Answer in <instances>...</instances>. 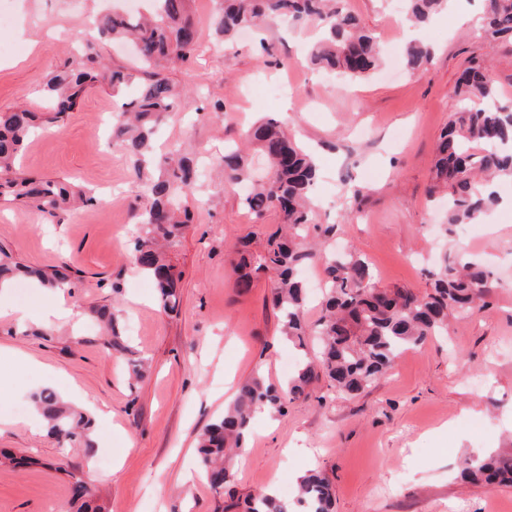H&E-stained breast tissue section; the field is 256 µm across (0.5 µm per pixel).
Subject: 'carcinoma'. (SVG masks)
<instances>
[{
	"label": "carcinoma",
	"mask_w": 512,
	"mask_h": 512,
	"mask_svg": "<svg viewBox=\"0 0 512 512\" xmlns=\"http://www.w3.org/2000/svg\"><path fill=\"white\" fill-rule=\"evenodd\" d=\"M155 16L114 11L95 21L96 41L86 42L79 61L65 60L45 81L46 111L0 112V198L30 208L53 220L59 214L93 201L88 189H74L58 179L31 178L17 172L20 154L38 123L54 124L73 111L86 92L97 84L115 96L140 82L135 96L125 99L112 118V138L134 158V169L147 203L136 210L131 261L153 280L161 312L179 307L178 276L167 263L162 248L177 244L189 222L188 207L175 200L194 191L195 159L174 149L157 159L154 142L172 111L177 93L167 76L169 69L188 62L199 33L191 0H153ZM411 20L423 26L448 8V0H407ZM482 29L486 36L512 45V0H484ZM314 21L322 39L309 50V63L316 69L351 83L367 77L379 64L383 49L378 38L365 30L357 17L332 0H221L213 18L220 44L239 32L258 28L276 18ZM126 41L137 47L134 61L125 65L105 62L102 47ZM431 59L428 44L414 40L406 47L403 64L415 71ZM464 101L440 136L433 164L431 195H448L445 232L457 224H471L495 207L499 199L478 180L491 183L512 180V105L498 100L495 83L479 62H473L456 85ZM250 139L266 159L267 172L255 178L249 155L236 145L224 147L221 164L224 182L249 185L242 192L243 206L260 217L276 209L280 228L267 238L256 269L274 279L271 303L280 315V335L296 348L306 347L308 336L319 342L318 363L301 359L288 382L275 386L254 377L240 387L224 413L205 426L197 444L198 463L215 491L224 488L233 473L228 454L241 447L253 414L262 408L283 416L288 404L308 396V387L327 378L341 393L356 396L380 376L393 369L407 349L424 344L432 336L448 332V315L467 312L489 296L491 272L458 252L442 258L431 273L432 292L421 295L410 288H381L372 266L356 253L325 262V294L322 315L315 327L304 319L305 289L299 271L316 258L313 248L299 237L316 232L319 240L333 234L335 225L316 222L310 193L317 178L311 154L282 129L275 118L260 120ZM18 277L37 281L50 289H72L74 280L67 265L50 272L32 270L0 251V283ZM90 314L109 330L105 348L109 355L131 353L116 312L92 308ZM35 409L47 421L48 434L67 447L94 455L92 419L65 402L50 388L30 395ZM466 479L488 486L512 483V450L482 458L468 457L461 463ZM71 512H98L92 505V490L71 474ZM297 503L305 512H331L330 482L316 471L301 478ZM294 504L274 494H261L247 502L245 512H292Z\"/></svg>",
	"instance_id": "1"
}]
</instances>
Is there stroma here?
<instances>
[{"label": "stroma", "mask_w": 512, "mask_h": 512, "mask_svg": "<svg viewBox=\"0 0 512 512\" xmlns=\"http://www.w3.org/2000/svg\"><path fill=\"white\" fill-rule=\"evenodd\" d=\"M108 6L10 0L11 35L25 49L0 59V110L40 107L42 78L68 57L84 19ZM346 6L381 38L387 60L403 55L396 42L406 22L391 0ZM218 7L219 0L192 2L200 42L192 63L170 74L185 91L163 141L190 143L215 159L254 120L277 118L319 159L316 215L336 227L323 253L360 252L379 286L424 293L441 253L463 242L496 274L490 298L453 320L447 336L404 351L363 393L343 395L322 381L287 415L254 417L246 464L230 492L213 490L196 464L199 433L251 377L275 385L288 377L292 348L279 340L272 282L261 271L249 293H238L232 265L240 246L263 252L279 216L248 213L234 187L203 172L188 202L193 221L169 252L181 275L180 308L160 313L152 282L129 260L131 217L142 200L132 158L110 145L120 100L90 91L63 122L30 138L19 166L93 190L95 202L53 221L0 202L1 250L26 265L80 273L66 299L73 323L55 324L47 337L23 335L14 314L43 308L54 299L50 290L21 281L0 293L8 309L0 316V512H69L70 469L100 493L102 512H225L233 497L296 491L311 468L331 480L335 512H512V486L491 489L459 475L461 459L475 450L512 445V181L493 183L499 203L480 231L457 226L448 239L438 229L446 206L427 194L437 140L457 110L460 72L487 62L500 102L512 104V46L486 38L475 23L456 24L447 10L427 29L433 56L424 69L384 66L344 90L305 59L313 24L269 23L227 49L211 27ZM267 46L275 64L263 62ZM278 83L291 93L264 100L262 91ZM216 100L223 111H213ZM102 304L114 306L135 356L146 359L142 381L130 380L126 358L107 355L89 316ZM71 382L111 409L94 435L111 459L64 454L29 427L30 393L44 386L62 393Z\"/></svg>", "instance_id": "1"}]
</instances>
